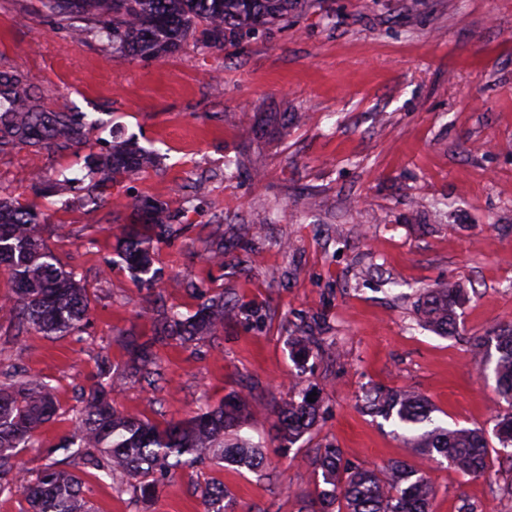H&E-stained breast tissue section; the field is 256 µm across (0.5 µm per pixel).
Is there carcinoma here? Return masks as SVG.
<instances>
[{"label":"carcinoma","instance_id":"1","mask_svg":"<svg viewBox=\"0 0 512 512\" xmlns=\"http://www.w3.org/2000/svg\"><path fill=\"white\" fill-rule=\"evenodd\" d=\"M309 0H44L49 12L62 21L78 17L92 33L107 40L112 51L149 60L172 54L188 38L209 46L235 43L250 33L288 21V15ZM91 126L79 113L49 112L41 94L24 72L0 70V151L24 145L39 154L51 148L79 147L87 142ZM156 154L127 139L86 159L90 180L86 204L99 206L107 188L137 178L154 164ZM136 223L119 239L117 256L134 278L151 285L157 280L153 250L178 233L172 224L171 203L142 198L134 203ZM39 213L0 197V265L11 278L12 294L0 301L10 308L18 328H32L45 336H67L90 324V303L78 273L58 265L45 245ZM462 297L454 285L425 288L419 312L425 324L442 336L458 332L456 306ZM234 306L219 295L206 299L186 317L172 309L155 325L147 340L131 337L125 348L134 373L153 380L160 374L155 345L186 344L201 336H216ZM497 358L489 345L478 341L471 356L480 374L492 370L498 399L493 409L502 449L512 447V325L495 332ZM126 378L105 367L98 380L82 393L71 432L60 449L70 468L48 466L35 476L17 462L21 448L33 446L37 431L57 413L54 388L35 375H24L0 387V494L19 493L29 512H94L85 496L76 468L91 467L120 479L143 500L153 498L159 483L175 470L228 464L262 473L268 468L263 444L240 434L253 417L248 397L234 394L227 401L205 406L195 416L159 424L125 414L112 402V393ZM276 412L278 448L286 452L315 427L318 402L299 380ZM369 407L385 419L396 418L404 447L432 459L441 457L465 476H483L489 469L488 443L478 429L434 428L417 433L431 422L429 400L414 390L366 396ZM316 465L321 473L300 512H430L434 492L427 478L405 461H394L379 471L347 467L338 448H325ZM224 483L211 482L201 492L203 512H230Z\"/></svg>","mask_w":512,"mask_h":512}]
</instances>
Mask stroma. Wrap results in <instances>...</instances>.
Segmentation results:
<instances>
[{"instance_id":"obj_1","label":"stroma","mask_w":512,"mask_h":512,"mask_svg":"<svg viewBox=\"0 0 512 512\" xmlns=\"http://www.w3.org/2000/svg\"><path fill=\"white\" fill-rule=\"evenodd\" d=\"M81 25L42 0H0V69L26 72L49 110L95 123L86 146L0 152V197L41 213L48 248L80 273L91 306L90 325L68 336L17 333L0 311V372L44 378L59 404L19 463L34 474L62 459L82 388L101 360L124 370L125 339L151 337L165 309L189 316L220 294L235 306L223 333L156 345L160 378H129L113 400L162 423L247 393L258 414L247 433L265 441L270 478L183 468L146 502L87 469L98 512H202L213 480L234 512H299L325 447L357 467L408 461L434 489L432 512H512L499 492L512 465L495 434V380L470 357L474 339L512 323V0H316L240 43L190 41L149 61L76 35ZM128 138L156 165L85 206V156ZM230 158L240 166L228 175ZM64 178L65 194L46 191ZM199 179L204 194L175 216L180 234L156 250V283L134 281L114 261L134 202L178 200ZM247 226L256 235L246 240ZM218 237L220 265L208 258ZM448 283L463 299L461 333L445 338L420 325L418 300ZM292 336L319 339L305 365ZM294 376L316 391L322 417L283 453L275 413ZM402 389L429 399L437 425L484 429L488 475L403 448L395 422L364 406L366 393Z\"/></svg>"}]
</instances>
